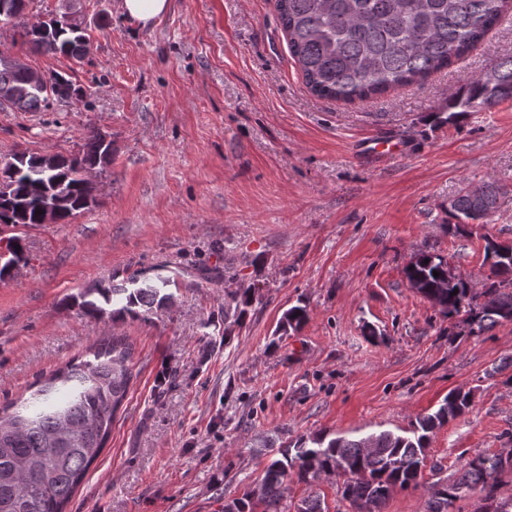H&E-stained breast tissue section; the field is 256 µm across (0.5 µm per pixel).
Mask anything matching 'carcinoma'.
I'll return each mask as SVG.
<instances>
[{
    "mask_svg": "<svg viewBox=\"0 0 512 512\" xmlns=\"http://www.w3.org/2000/svg\"><path fill=\"white\" fill-rule=\"evenodd\" d=\"M288 50L308 91L320 98L353 102L390 90L420 84L437 70L462 59L502 18L512 0H274ZM31 43L51 54L83 61L91 45L81 25L65 22L43 35L26 31ZM72 83L49 76V89L26 90V75L0 54V106L24 112L48 109L72 96ZM512 100V55L497 60L488 71L468 77L448 97L443 109L428 120L435 127L456 126L473 112L491 110ZM105 152L103 135L92 129L81 154L62 158L54 170L24 152L0 164V221L34 226L36 210L62 203L59 223L66 224L86 210L84 197L93 194L88 174ZM507 191L487 183L462 187L449 200L448 217L468 221L488 218L505 205ZM490 274L481 293L452 273L448 260L421 252L405 268L409 286L438 308L451 327L463 326L480 336L512 317V243L484 247ZM439 276H433V272ZM83 313L99 318H144L170 302L160 289L90 288L83 294ZM306 310L289 308L281 330L298 329ZM137 373L134 348L127 338L104 336L59 368L30 395L41 403L12 402L0 408V512H64L89 467L105 447L117 412ZM471 393L452 390L432 413L416 419L401 433L383 430L360 438L318 434L279 448L264 468L260 493L248 490L232 500L235 512H283L288 480L312 483L323 476H341L342 498L355 512H382L394 490L417 488L425 467L430 434L463 415ZM512 456H479L468 461L453 482L430 487L425 512H449L473 493L484 500L497 496V479Z\"/></svg>",
    "mask_w": 512,
    "mask_h": 512,
    "instance_id": "cac0c4a2",
    "label": "carcinoma"
}]
</instances>
